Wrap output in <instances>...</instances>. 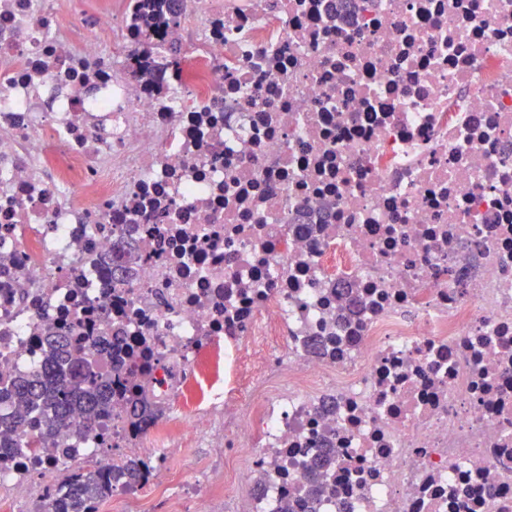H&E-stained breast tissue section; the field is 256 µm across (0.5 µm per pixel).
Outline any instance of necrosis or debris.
<instances>
[{"instance_id": "4bbe7bcc", "label": "necrosis or debris", "mask_w": 512, "mask_h": 512, "mask_svg": "<svg viewBox=\"0 0 512 512\" xmlns=\"http://www.w3.org/2000/svg\"><path fill=\"white\" fill-rule=\"evenodd\" d=\"M0 0V383L118 336L147 392L0 458L224 462L220 512H512V0ZM142 2L140 21L146 36L150 37V35L155 33L162 25H166V21L169 17L174 18L176 14V1L142 0Z\"/></svg>"}]
</instances>
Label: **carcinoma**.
I'll list each match as a JSON object with an SVG mask.
<instances>
[{"label":"carcinoma","instance_id":"cac0c4a2","mask_svg":"<svg viewBox=\"0 0 512 512\" xmlns=\"http://www.w3.org/2000/svg\"><path fill=\"white\" fill-rule=\"evenodd\" d=\"M176 14L175 0H142L140 21L146 35L156 32ZM48 353L43 367L0 389V398L13 406L16 430L33 428L44 437L75 425L91 429L112 413V378L93 370L82 349L69 345L65 336L47 337ZM114 343L103 336L90 337L92 352L112 357ZM137 481L133 470L117 476L99 468L67 475L60 486L48 492L45 512H98L101 502L112 496V480Z\"/></svg>","mask_w":512,"mask_h":512}]
</instances>
